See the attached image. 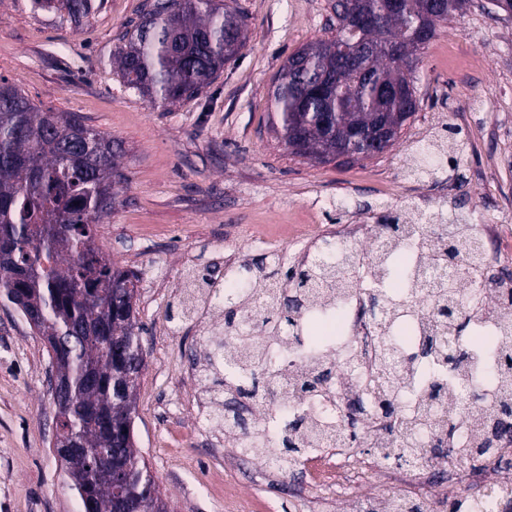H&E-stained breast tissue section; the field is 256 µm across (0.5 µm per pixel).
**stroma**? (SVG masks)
Returning a JSON list of instances; mask_svg holds the SVG:
<instances>
[{"label":"stroma","mask_w":512,"mask_h":512,"mask_svg":"<svg viewBox=\"0 0 512 512\" xmlns=\"http://www.w3.org/2000/svg\"><path fill=\"white\" fill-rule=\"evenodd\" d=\"M150 0H93L81 25L33 0H0V76L44 108L81 113L121 142L123 181L96 242L137 274L136 316L144 367L133 432L172 512H227L210 489L231 482L245 512H344L288 492L290 473L271 466L256 479L236 470L224 429L211 421L202 370L224 318L177 316L190 275L285 273L314 245L317 224L333 233L376 224L379 215L436 223L498 224L512 251V17L491 0L439 23L419 56V109L400 139L365 161L320 163L291 153L272 131L268 93L289 55L336 33L333 0H236L247 45L201 95L165 108L128 90L111 63L122 36ZM442 149L433 175L411 171L423 148ZM48 345L0 299V512H79L63 462L52 449L55 405Z\"/></svg>","instance_id":"1"}]
</instances>
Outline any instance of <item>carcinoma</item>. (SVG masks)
<instances>
[{
	"instance_id": "cac0c4a2",
	"label": "carcinoma",
	"mask_w": 512,
	"mask_h": 512,
	"mask_svg": "<svg viewBox=\"0 0 512 512\" xmlns=\"http://www.w3.org/2000/svg\"><path fill=\"white\" fill-rule=\"evenodd\" d=\"M407 12H385L384 0H367L377 16L375 29L367 33L380 47L371 61V78L360 81L351 65L350 49L358 34L341 40H319L304 45L289 58L300 57L297 72L281 71L269 95L274 128L288 139L296 123L309 137H323V128L351 126L348 105L355 103L358 119L379 111L375 85L380 81L404 87L401 97L386 111L399 114L398 129L418 110L416 68L401 66L403 55H415L432 36L413 37L419 0H408ZM47 6L67 14L78 24L92 10V0H46ZM242 14L217 0H154L139 21L127 31L124 44L112 53L127 88L163 107L203 93L219 72L245 46L234 34H245ZM337 76L326 95L309 90L323 76ZM122 147L118 141L86 124L76 112H56L36 105L6 79L0 78V297L14 304L30 326L57 353L56 370L70 389L66 406L56 405L57 435L74 439L91 449V462L75 455L66 463L70 488L80 498L96 492L98 512H145L158 507L169 512L156 490L153 476L135 447L132 413L137 380L143 367L141 327L136 318L138 277L108 262L98 246L94 226L112 210L114 185L124 179L120 170ZM385 243L371 257L381 281L369 289L376 305L386 281L396 276L413 285L415 294L433 295L438 336L428 339L424 354L429 359L431 385L425 409L406 412V420L385 426V459L400 465L409 457L430 454L449 457L456 442L453 423L433 421L445 408V377L454 373L465 387H482L485 372L473 365L467 347L451 338L477 332L488 366L498 383L493 404L487 406L471 434L470 463L481 460L494 438H512V321L498 315L495 328H479L460 313L467 297L429 272L403 264L408 249L423 251L429 264L459 266L474 275L483 266L484 251L476 246L461 249L457 231L437 232L424 224L377 225ZM356 265L352 253L340 247L321 263H300L285 274L295 298L272 292L278 281L268 276L263 285L251 279L228 284L234 300L224 307V338L233 347L207 353L212 374L215 417L224 419L226 394L255 397L267 380L253 373L264 352L245 333L255 326H296L305 304L313 298L333 299L357 287L350 271ZM56 336H70L68 348L57 351ZM400 376L398 361L390 354L377 365L372 393L389 419L400 413L395 396ZM131 380L129 400L120 403L114 384ZM329 379L321 373H300L295 386L303 394L318 390ZM255 448L276 451L290 464L305 452L304 439L327 443L341 438L353 446L367 444L355 425L327 428L325 421L288 418V426L274 421L266 430L244 432Z\"/></svg>"
}]
</instances>
